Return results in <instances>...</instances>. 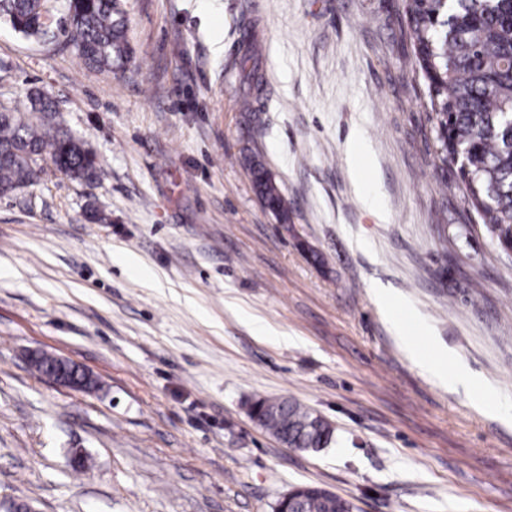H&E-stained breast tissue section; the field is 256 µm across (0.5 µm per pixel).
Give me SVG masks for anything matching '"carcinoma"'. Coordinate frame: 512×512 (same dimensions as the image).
<instances>
[{"label":"carcinoma","instance_id":"1","mask_svg":"<svg viewBox=\"0 0 512 512\" xmlns=\"http://www.w3.org/2000/svg\"><path fill=\"white\" fill-rule=\"evenodd\" d=\"M63 26L45 22L44 0H0V20L27 39L64 45L88 67L125 69L134 50L127 38L121 0H67ZM408 36L425 81L429 120L436 132L440 169L458 164L464 203L503 251H512V0H406ZM30 113L0 111V195L39 182L49 158L73 180L92 184L96 157L56 122L55 101L29 96ZM257 193L268 206L287 212L277 184L251 161ZM259 424L286 447H327L334 430L323 418L289 400L259 399ZM291 512H353L339 497L311 496Z\"/></svg>","mask_w":512,"mask_h":512}]
</instances>
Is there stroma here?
Returning <instances> with one entry per match:
<instances>
[{
    "label": "stroma",
    "instance_id": "obj_1",
    "mask_svg": "<svg viewBox=\"0 0 512 512\" xmlns=\"http://www.w3.org/2000/svg\"><path fill=\"white\" fill-rule=\"evenodd\" d=\"M123 8L118 76L0 21V109L48 94L98 166L91 186L49 165L0 196V504L274 512L313 485L355 512H512V256L443 187L457 167L438 169L405 0ZM377 288L499 413L407 355ZM32 350L99 389L45 379ZM260 398L298 401L331 444L286 447L250 417ZM251 168L254 175V184L257 193L268 204V206L286 213L285 199L282 196L277 184L269 176L261 163L251 161Z\"/></svg>",
    "mask_w": 512,
    "mask_h": 512
}]
</instances>
